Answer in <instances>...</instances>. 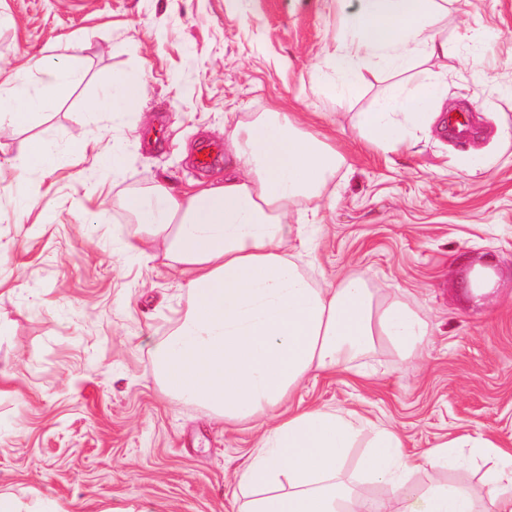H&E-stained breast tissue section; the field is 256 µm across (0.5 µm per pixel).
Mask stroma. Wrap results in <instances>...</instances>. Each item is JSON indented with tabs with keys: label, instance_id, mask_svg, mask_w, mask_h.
Wrapping results in <instances>:
<instances>
[{
	"label": "stroma",
	"instance_id": "1",
	"mask_svg": "<svg viewBox=\"0 0 512 512\" xmlns=\"http://www.w3.org/2000/svg\"><path fill=\"white\" fill-rule=\"evenodd\" d=\"M0 65L61 58L83 43L85 82L37 131L61 148L101 136L116 170L71 160L52 176L0 181V491L48 498L70 512L142 502L149 512H237L236 471L264 432L227 426L159 384L154 350L182 316L180 278L128 252L127 195L164 180L179 190L222 179L226 156L195 163L200 144H223L224 115L304 112L346 157L318 207L294 218L314 241L307 272L334 282L368 269L375 287L419 306L433 336L420 359L393 370L379 351L365 380L322 374L290 409L345 408L395 426L407 452L446 436L512 437V0H456L443 30L445 114L467 111L471 137L436 122L407 151L357 144V113L396 81L363 65L360 94L337 107L308 76L336 44L332 0H0ZM147 81L140 109L90 113L112 74ZM331 113V121L320 118ZM39 202L19 209L25 184ZM495 275L489 296L464 286L471 268Z\"/></svg>",
	"mask_w": 512,
	"mask_h": 512
}]
</instances>
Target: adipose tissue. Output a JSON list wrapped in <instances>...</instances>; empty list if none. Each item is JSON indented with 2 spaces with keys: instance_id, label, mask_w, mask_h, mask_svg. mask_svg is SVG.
Masks as SVG:
<instances>
[{
  "instance_id": "adipose-tissue-1",
  "label": "adipose tissue",
  "mask_w": 512,
  "mask_h": 512,
  "mask_svg": "<svg viewBox=\"0 0 512 512\" xmlns=\"http://www.w3.org/2000/svg\"><path fill=\"white\" fill-rule=\"evenodd\" d=\"M336 12V77L323 87L336 103L358 95L361 63L400 72L448 55L438 28L448 0H336ZM82 50L77 44L63 58L32 55L17 67H0V125L30 128L83 84ZM146 91L143 74L111 76L97 109L110 115L136 109ZM444 94L432 77L394 85L373 109L357 113L354 136L398 152L405 130L436 119L433 104ZM224 135L237 165L223 182L184 193L157 182L126 208L143 229L130 250L145 255L163 243L189 296L178 326L155 351L164 392L208 407L227 424H269L237 475L241 512H478L469 486L440 477L461 448L492 463L485 512H512V444L494 436L466 432L410 455L395 428L353 411L308 407L279 415L311 376L359 372L360 359L383 348L397 364L413 360L431 327L406 302L382 296L368 274L323 285L289 251L294 239L300 249L309 245L301 225L288 221L292 206L321 198L345 162L325 135L304 128L295 112H255L245 121L229 112ZM89 147L84 141L65 153L52 138L35 136L20 165L47 176L73 153L91 155L100 167L120 166L121 156ZM352 448L365 449L363 472L391 498L356 492L344 472ZM421 471L430 479L418 490L410 478Z\"/></svg>"
}]
</instances>
